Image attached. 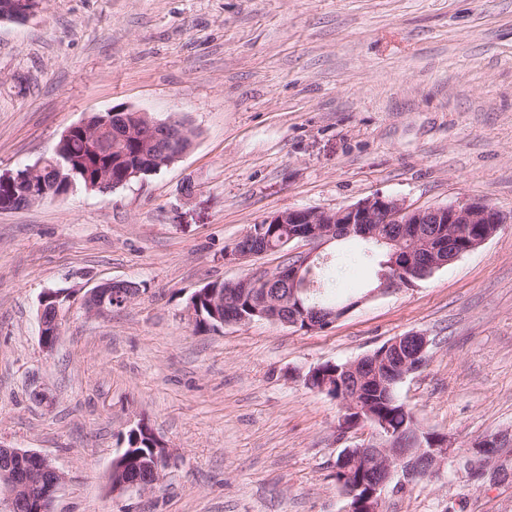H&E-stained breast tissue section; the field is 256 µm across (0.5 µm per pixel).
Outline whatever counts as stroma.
Instances as JSON below:
<instances>
[{
    "label": "stroma",
    "mask_w": 512,
    "mask_h": 512,
    "mask_svg": "<svg viewBox=\"0 0 512 512\" xmlns=\"http://www.w3.org/2000/svg\"><path fill=\"white\" fill-rule=\"evenodd\" d=\"M115 106L183 119L192 146L110 194L0 208V444L65 474L57 512H343V409L304 376L412 331L431 345L397 393L422 427L459 452L512 430V0H41L29 21H0L1 179ZM377 193L483 200L507 222L373 298L359 243L325 246L337 299L361 304L317 332L189 321L206 284L285 264L282 251L225 262L251 225ZM111 281L140 294L87 315L85 295ZM49 289L68 296L50 354ZM140 423L171 462L152 491L110 492ZM450 505L512 512V479L477 488L443 472L383 510ZM49 291L43 293L39 304V320H40V344L46 352H51L57 342L58 336L62 331V308L61 304H54L48 307L47 295ZM52 314L48 316V312Z\"/></svg>",
    "instance_id": "1"
}]
</instances>
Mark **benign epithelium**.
I'll return each instance as SVG.
<instances>
[{
    "mask_svg": "<svg viewBox=\"0 0 512 512\" xmlns=\"http://www.w3.org/2000/svg\"><path fill=\"white\" fill-rule=\"evenodd\" d=\"M40 0H10V5L0 9V21H27L37 15ZM74 128L82 131L92 140L104 132H111L122 140L140 131L142 155L154 159L159 165H171L172 160L180 157L176 153L168 160L165 155L156 152L158 141L167 138L176 141L184 136L185 125L168 121H157L150 118L141 110L128 107H114L108 115L101 118L97 125L84 120ZM63 172V161L51 158L40 161L33 167H28L15 177L2 181L0 187L10 189L16 184L26 181L31 185L29 193L30 204H35L47 196V191H36V184L43 176L44 168ZM506 222V217L495 207L485 201L460 198L447 205L424 209L413 208L404 200L375 194L356 204L340 209L326 211L318 209H288L277 212L263 220V225L250 227L232 246L224 249V261L236 262L257 256L251 248L254 240L264 236L268 224H291L293 228L288 233L286 245H302L304 249L292 253L291 261L276 270L257 268L246 278L234 283L243 296H253L255 286L261 282L283 280L288 283L291 291L288 304L295 305L300 315L289 317L282 313L285 304L268 297L252 303L250 315L225 318L227 324H249L256 320H267L297 327L305 322V330H318L322 324L335 323L350 310L361 303V300H351L338 306H322L318 303L306 304L304 297L310 292V275L318 250L335 240L356 238L368 241L377 239L381 242L387 238L380 236L379 230L385 224H399L402 231L411 237L415 245L428 241L423 234L425 224H447L454 229L452 239L439 241L434 249L432 268L439 270L458 260L466 253L477 250L485 244L492 234H486L473 240L466 251H458L453 245V239L466 234L470 224H492L499 228ZM418 266L410 250H397L390 262L384 265V270L377 274L378 285L368 292V296L384 295L400 288H408L422 280L417 272ZM135 296L121 289L112 288V283L106 282L93 288L85 297V309L91 316H103L114 309L122 308L131 303ZM63 305L48 306L47 295H42L39 304L40 344L43 350L52 351L62 331ZM410 338L418 345V355L427 353L429 340L427 336L411 332L406 336H398L385 344L383 352L400 349L402 341ZM365 359L360 358L346 363L343 375L337 379V384L326 380L319 390L326 392L339 389V401L343 408L356 414L351 422L341 421L337 427V439L345 441L348 435L363 428L369 429V435L362 443L348 445L340 453L342 472L350 478L354 473H368L372 479V491L363 512H380L385 494L392 483L397 486H412L422 479L438 475L448 462L455 467L463 464L462 454L453 450L452 443L446 437L433 440L429 434H424L425 440L418 441L417 447H404L402 430H393L388 424L380 421L368 407L358 399L359 378ZM512 440V433L502 431L488 439L482 458L485 469L495 475L494 481H500L503 474H512V458L505 457L498 451L502 442ZM170 455L160 439H155L150 461L136 463V469L128 470L127 458L117 456L111 466L112 480H120L116 488L118 492L148 491L160 481L162 469L166 466ZM65 481V476L40 454L22 448H0V483L7 486L12 510L17 512L26 508L27 512H54L55 493Z\"/></svg>",
    "mask_w": 512,
    "mask_h": 512,
    "instance_id": "1",
    "label": "benign epithelium"
}]
</instances>
